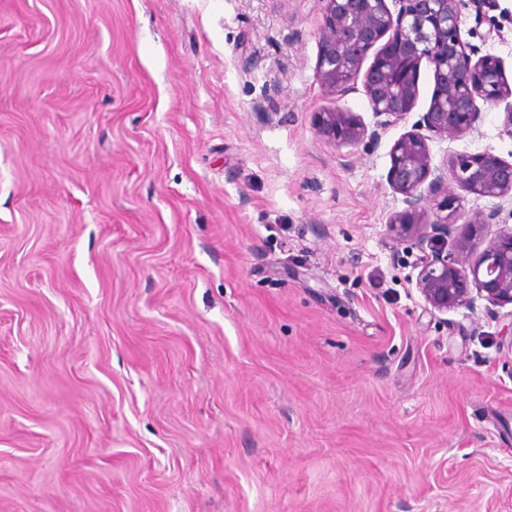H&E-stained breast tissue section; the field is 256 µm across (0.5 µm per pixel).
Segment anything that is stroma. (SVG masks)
Here are the masks:
<instances>
[{
	"label": "stroma",
	"instance_id": "1",
	"mask_svg": "<svg viewBox=\"0 0 512 512\" xmlns=\"http://www.w3.org/2000/svg\"><path fill=\"white\" fill-rule=\"evenodd\" d=\"M512 83V0L466 8ZM321 0H0V512H512L504 309L440 312ZM501 32L489 40L490 28ZM499 108L432 164L512 161ZM457 196L464 215L512 203ZM314 125L320 137L335 145H355L368 136L375 138L378 135L376 130L368 134L367 126L357 115L344 112L337 105L315 112Z\"/></svg>",
	"mask_w": 512,
	"mask_h": 512
}]
</instances>
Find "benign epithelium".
Listing matches in <instances>:
<instances>
[{"mask_svg":"<svg viewBox=\"0 0 512 512\" xmlns=\"http://www.w3.org/2000/svg\"><path fill=\"white\" fill-rule=\"evenodd\" d=\"M396 2L400 8L394 14L387 0H322L318 80L335 102L362 81L373 114L380 118L377 125L385 127L413 111L421 63L433 65L430 106L390 151L388 182L406 204L389 218L390 236L420 252L416 288L431 308L470 307L477 298L492 307L512 305V226L476 250L478 229L493 223L499 211L464 219L458 197L448 192L451 180L478 197H512V162L489 152L455 154L436 169L428 145L432 137L457 139L474 132L486 106L503 108L501 135L512 139V85L503 61L478 54L461 38L462 9H480L479 0ZM373 49V61L364 70ZM314 125L320 137L335 145L377 137L357 115L337 106L315 113Z\"/></svg>","mask_w":512,"mask_h":512,"instance_id":"obj_1","label":"benign epithelium"}]
</instances>
